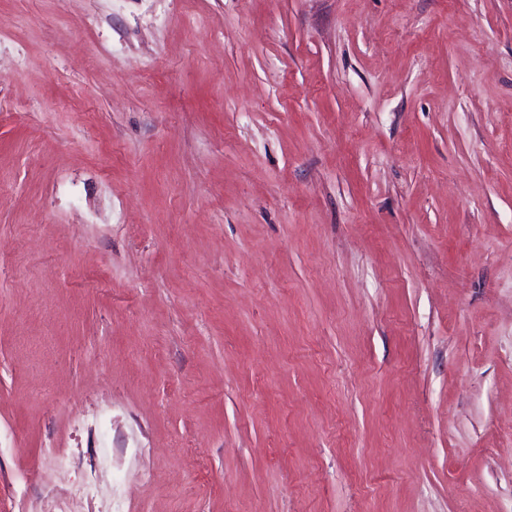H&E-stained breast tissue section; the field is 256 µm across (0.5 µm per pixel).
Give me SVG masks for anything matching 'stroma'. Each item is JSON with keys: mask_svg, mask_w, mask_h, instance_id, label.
Here are the masks:
<instances>
[{"mask_svg": "<svg viewBox=\"0 0 512 512\" xmlns=\"http://www.w3.org/2000/svg\"><path fill=\"white\" fill-rule=\"evenodd\" d=\"M0 512H512V0H0Z\"/></svg>", "mask_w": 512, "mask_h": 512, "instance_id": "stroma-1", "label": "stroma"}]
</instances>
